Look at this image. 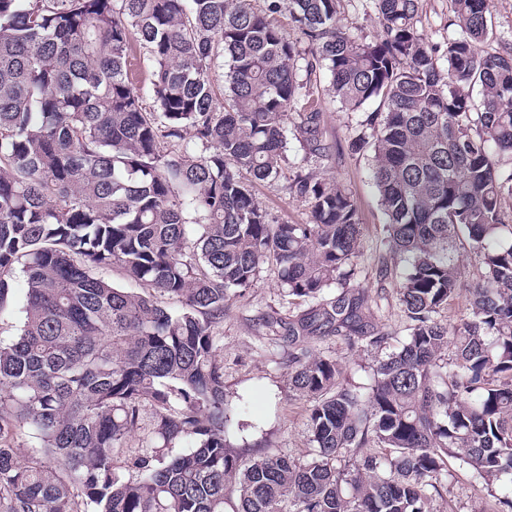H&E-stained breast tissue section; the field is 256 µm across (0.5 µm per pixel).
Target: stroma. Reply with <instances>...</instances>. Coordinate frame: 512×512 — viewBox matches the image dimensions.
Wrapping results in <instances>:
<instances>
[{
  "mask_svg": "<svg viewBox=\"0 0 512 512\" xmlns=\"http://www.w3.org/2000/svg\"><path fill=\"white\" fill-rule=\"evenodd\" d=\"M492 32L480 45L485 53L512 52V0H489ZM450 0H420L417 28L434 43L451 35ZM323 137L335 148L332 159L315 165L314 175L347 188L356 203L362 237L354 279L375 298L381 327L402 339L405 317L396 298V288L404 264L387 244L386 218L371 177V155L351 151L350 143L363 130L365 112H345L330 97H323ZM259 202L278 221L305 223L306 202L286 190L284 184L258 185ZM302 307L300 300L286 295L278 281L275 263H265L254 288L244 296L232 298L224 311L223 349L219 360L224 366V390L228 398H240L244 409L239 418L244 431H231L233 444L247 457L275 448L294 458H306L310 449L307 416L309 401L288 393V351L272 342L262 320L268 314L288 316ZM312 352L332 354L343 361L346 382L360 386L369 382L376 361L384 357L381 349L357 354L344 344L327 337L312 343ZM434 512H494L495 500L487 489L474 483L467 470L449 463L448 476L440 497L433 502Z\"/></svg>",
  "mask_w": 512,
  "mask_h": 512,
  "instance_id": "35a3bbf8",
  "label": "stroma"
}]
</instances>
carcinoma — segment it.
<instances>
[{
	"instance_id": "carcinoma-1",
	"label": "carcinoma",
	"mask_w": 512,
	"mask_h": 512,
	"mask_svg": "<svg viewBox=\"0 0 512 512\" xmlns=\"http://www.w3.org/2000/svg\"><path fill=\"white\" fill-rule=\"evenodd\" d=\"M450 2L440 47L416 27L419 0H370L371 38L340 24L341 0H0V315L16 274L27 285L0 340V512H433L450 459L501 483L512 512V243L498 242L512 53L478 51L488 0ZM318 70L342 109L377 103L351 149L373 152L388 246L407 263V334L366 387L307 347L391 339L362 284L325 295L362 226L345 187L288 155L291 133L303 163L332 157ZM290 168L304 224L272 221L255 196ZM465 242L480 274L463 289ZM271 257L305 304L264 320L288 344L289 389L312 402L305 460L245 459L226 439L224 307ZM115 267L143 292L106 279ZM461 295L467 316L442 322ZM182 439L195 446L168 455ZM133 52L136 56V79L142 95L150 102V78H151V64L147 59L145 52L139 48L138 45H133Z\"/></svg>"
}]
</instances>
